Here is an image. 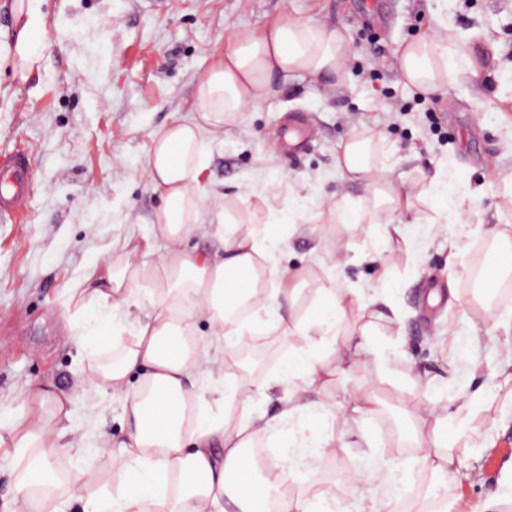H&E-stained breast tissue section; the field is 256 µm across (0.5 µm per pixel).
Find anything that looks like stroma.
Returning a JSON list of instances; mask_svg holds the SVG:
<instances>
[{"label": "stroma", "instance_id": "1", "mask_svg": "<svg viewBox=\"0 0 512 512\" xmlns=\"http://www.w3.org/2000/svg\"><path fill=\"white\" fill-rule=\"evenodd\" d=\"M47 46L38 73L22 82L0 66V155L29 164L26 211L0 220V415L23 408L32 386L68 391L77 433L119 435L121 403L87 390L83 351L67 336L65 288L110 243L154 235L159 203L146 159L150 132L186 117L199 79L223 56L232 35L261 30L282 11L343 31L351 44L348 76L338 88L289 79L281 92L245 112L211 147L200 174L204 189L245 195L264 183L282 208L289 192L309 206L346 191L371 206L363 186L342 185L340 146L371 138L376 164L397 184L416 185L447 172L459 193H472L459 224L434 223L435 203L416 201L419 223L385 238L376 224H304L288 240L291 266L325 277L320 257L333 252L343 288L377 285L374 247L393 256L391 286L398 319L375 321L391 364L368 355L328 392L363 388L383 399L378 413L344 426L347 453L301 475L314 491L352 501L349 471L373 461L396 465L400 497L431 482L413 459L407 420L420 401L448 400L460 389L481 404L467 431L449 427L461 461L448 498L476 507L496 499L512 512V399L501 372L512 358V302L486 316L473 297L476 244L493 224L512 225V0H43ZM455 34L456 69L441 94L408 88L395 51L431 35L440 23ZM438 291L441 301L429 306ZM476 336H469V329Z\"/></svg>", "mask_w": 512, "mask_h": 512}]
</instances>
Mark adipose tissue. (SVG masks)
I'll return each mask as SVG.
<instances>
[{"label":"adipose tissue","instance_id":"1","mask_svg":"<svg viewBox=\"0 0 512 512\" xmlns=\"http://www.w3.org/2000/svg\"><path fill=\"white\" fill-rule=\"evenodd\" d=\"M13 16L12 29L0 33V61H11L24 82L39 69L45 48L39 0H14ZM448 39L438 32L397 48L407 86L434 93L447 84ZM350 53L342 32L282 14L260 32L237 33L198 81L191 116L153 132L147 167L161 198L153 220L157 237L132 234L112 242L109 258L92 262L67 290L69 333L87 352L88 388L121 400L124 436L101 432L91 445L82 437L68 442L70 394L29 390L23 411L0 419V446L11 448L16 473L15 512H43L51 498L53 512H67L73 492L84 496L82 512H216L222 503L229 512H341L331 491L314 492L294 477L346 452L337 418L377 411L379 399L364 389L350 391L340 407L325 393L338 366L370 352L367 329L344 337L341 325L361 314L383 317L394 303L386 288H342L331 276L301 305L307 274L281 259L289 230L335 216L404 236L400 194L373 166L371 141L362 137L342 146L337 167L344 180L371 191V210H349L343 197L312 212L292 193L263 228L242 232L248 200L220 203L215 222H207L199 175L208 146L248 107L274 96L276 80L299 76L336 87ZM422 193L442 202L436 223H460L463 201L447 173L436 172ZM197 235L210 238L214 251L188 249ZM201 320L208 334L198 333ZM253 335L296 336L302 345L266 377L241 365L210 380L211 364L227 363L242 337ZM105 337L112 340L108 358L100 348ZM273 390L279 396L270 415L262 406ZM436 405L433 397L421 401L411 425L420 447L415 464L435 478L432 493L442 500L457 461ZM259 446L270 450L261 467L252 463ZM76 448L83 454L68 492L56 495L53 464ZM346 480L358 496L357 512H374L378 496H393L398 483L384 464L351 470Z\"/></svg>","mask_w":512,"mask_h":512}]
</instances>
